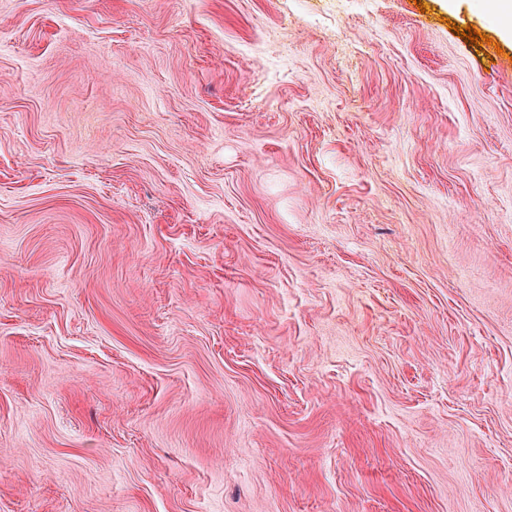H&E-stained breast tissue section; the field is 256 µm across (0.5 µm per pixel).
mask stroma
I'll use <instances>...</instances> for the list:
<instances>
[{"mask_svg":"<svg viewBox=\"0 0 512 512\" xmlns=\"http://www.w3.org/2000/svg\"><path fill=\"white\" fill-rule=\"evenodd\" d=\"M0 512H512L484 0H0Z\"/></svg>","mask_w":512,"mask_h":512,"instance_id":"35a3bbf8","label":"stroma"}]
</instances>
